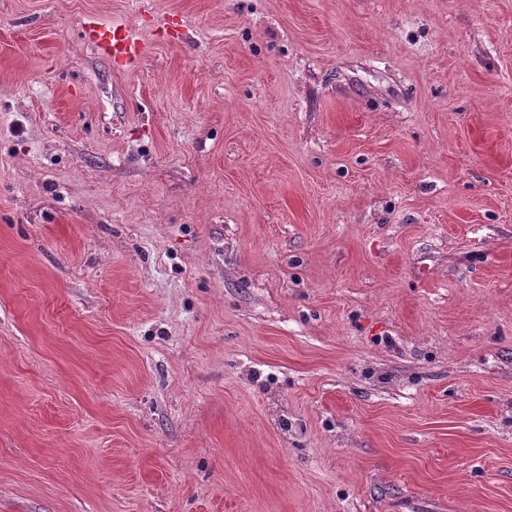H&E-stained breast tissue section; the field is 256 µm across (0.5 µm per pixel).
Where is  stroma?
Listing matches in <instances>:
<instances>
[{"label":"stroma","mask_w":512,"mask_h":512,"mask_svg":"<svg viewBox=\"0 0 512 512\" xmlns=\"http://www.w3.org/2000/svg\"><path fill=\"white\" fill-rule=\"evenodd\" d=\"M0 512H512V0H0ZM83 34L85 39L116 64L130 66L138 57V46L125 25L113 23L99 27L90 22Z\"/></svg>","instance_id":"stroma-1"}]
</instances>
